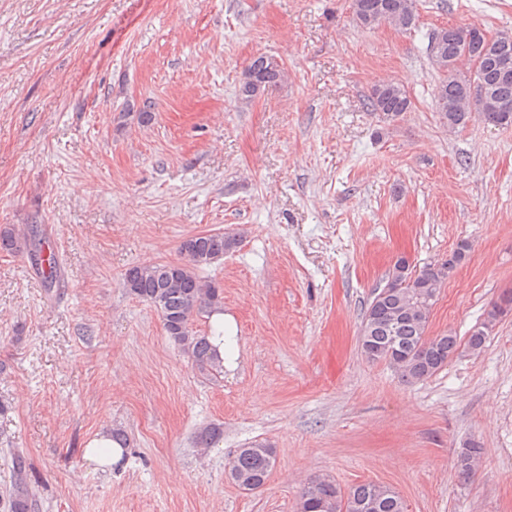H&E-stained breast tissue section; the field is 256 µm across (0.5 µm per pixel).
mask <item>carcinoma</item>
<instances>
[{"label": "carcinoma", "mask_w": 512, "mask_h": 512, "mask_svg": "<svg viewBox=\"0 0 512 512\" xmlns=\"http://www.w3.org/2000/svg\"><path fill=\"white\" fill-rule=\"evenodd\" d=\"M354 19L371 13L380 22L402 30L416 26L418 18L413 0H352ZM468 28H456L453 38L444 39L438 52H430L431 61L443 72L435 86L436 111L450 129L464 126L471 114H481L485 121L501 127H512V113L493 111V102L512 101V34L496 36L498 50L507 52L508 74L499 75L492 59L481 56L477 49L467 47ZM284 68L266 55L251 59L245 69L237 97L249 103L261 91L281 83ZM368 108L378 121L390 124L412 111L413 102L404 84L381 82L374 85L368 97ZM237 235L218 232L190 236L179 250L183 261L136 264L123 274V287L135 298L148 303L161 315L169 341L202 372L220 374L224 357L215 337L200 333L193 327V317L203 311H216L223 304L222 290L204 279L198 271L224 258L236 248ZM27 249L47 286L57 281L56 260L46 253L39 231L30 230L22 238L14 229L0 228V251ZM455 265L431 262L411 269V283L404 288L378 289L366 308L363 324L371 326L363 335L364 357L386 363L408 384L422 381L441 370L456 353L457 336L428 334L429 318L434 304L432 293L441 288L453 274ZM512 306V290L502 293L490 304L484 322H499L500 304ZM222 432L216 426L201 428L196 436L202 448H211ZM482 448L471 443L456 455L459 476L470 479L479 465ZM276 462V450L269 444H253L237 451L228 468L229 478L240 488L253 491L262 487ZM13 486L3 497L6 512H40L41 501L32 486L30 464L17 453L11 459ZM298 512H407L400 493L387 485L362 483L347 490L328 477H315L302 488Z\"/></svg>", "instance_id": "obj_1"}]
</instances>
